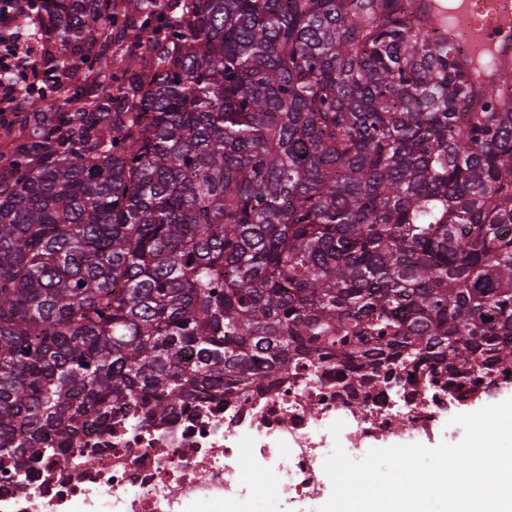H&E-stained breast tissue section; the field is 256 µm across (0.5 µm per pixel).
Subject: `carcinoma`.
I'll list each match as a JSON object with an SVG mask.
<instances>
[{
  "label": "carcinoma",
  "mask_w": 512,
  "mask_h": 512,
  "mask_svg": "<svg viewBox=\"0 0 512 512\" xmlns=\"http://www.w3.org/2000/svg\"><path fill=\"white\" fill-rule=\"evenodd\" d=\"M40 0L57 78L126 81L0 182V464L259 386L512 368V73L483 89L414 0Z\"/></svg>",
  "instance_id": "carcinoma-1"
}]
</instances>
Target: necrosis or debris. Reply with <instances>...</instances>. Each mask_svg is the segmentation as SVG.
<instances>
[{
  "label": "necrosis or debris",
  "mask_w": 512,
  "mask_h": 512,
  "mask_svg": "<svg viewBox=\"0 0 512 512\" xmlns=\"http://www.w3.org/2000/svg\"><path fill=\"white\" fill-rule=\"evenodd\" d=\"M443 380L432 368L354 380L301 359L199 416L144 426L132 407L109 446L98 427L88 429L81 462L50 456L27 477L0 467V512H187L253 498L256 475L268 479L276 512H315L329 493L324 462L334 447L358 461L386 437L453 435L458 403Z\"/></svg>",
  "instance_id": "1"
}]
</instances>
